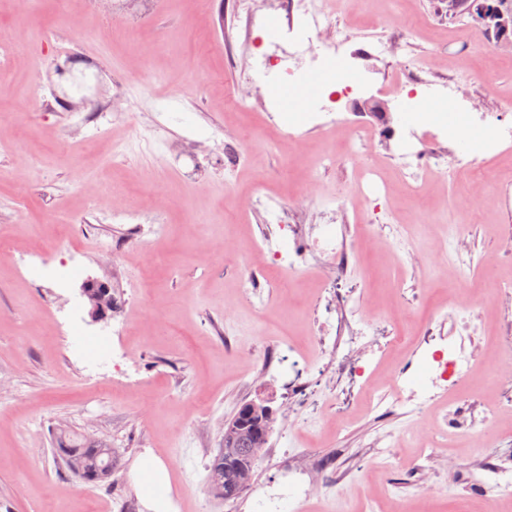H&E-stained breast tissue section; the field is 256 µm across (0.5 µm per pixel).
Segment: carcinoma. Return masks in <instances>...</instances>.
<instances>
[{"instance_id": "obj_1", "label": "carcinoma", "mask_w": 512, "mask_h": 512, "mask_svg": "<svg viewBox=\"0 0 512 512\" xmlns=\"http://www.w3.org/2000/svg\"><path fill=\"white\" fill-rule=\"evenodd\" d=\"M251 427L230 418L224 424V446L207 466V481L210 487L224 483L228 475L241 467L255 466L254 455L260 449L250 447ZM55 452L74 476L88 484L107 480L115 472V454L108 446L93 443L67 427L58 429Z\"/></svg>"}]
</instances>
